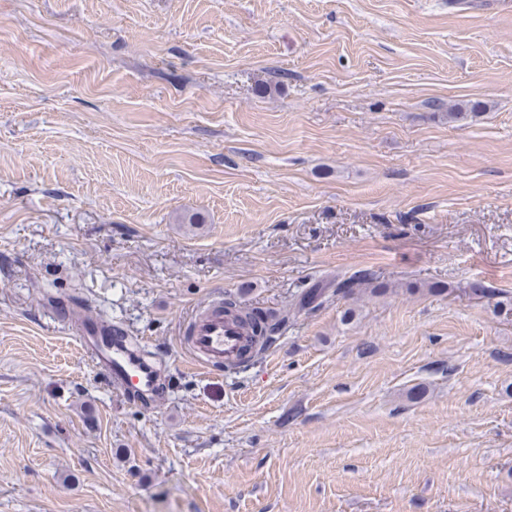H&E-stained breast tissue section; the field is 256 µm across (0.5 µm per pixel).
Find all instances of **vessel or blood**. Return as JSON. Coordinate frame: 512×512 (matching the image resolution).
Instances as JSON below:
<instances>
[{
	"label": "vessel or blood",
	"mask_w": 512,
	"mask_h": 512,
	"mask_svg": "<svg viewBox=\"0 0 512 512\" xmlns=\"http://www.w3.org/2000/svg\"><path fill=\"white\" fill-rule=\"evenodd\" d=\"M222 302V297L217 296L193 308L181 341L193 362L208 370L240 362L248 343L245 330L225 319ZM53 316L75 328L108 385L132 401L150 402L158 397L162 387L158 366L110 323L85 309L60 308L54 310Z\"/></svg>",
	"instance_id": "b4317fda"
}]
</instances>
